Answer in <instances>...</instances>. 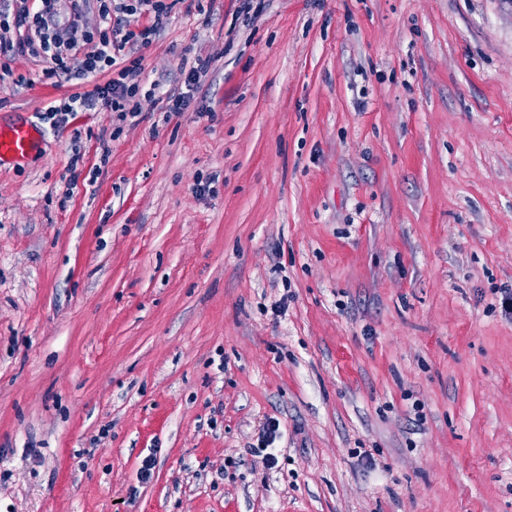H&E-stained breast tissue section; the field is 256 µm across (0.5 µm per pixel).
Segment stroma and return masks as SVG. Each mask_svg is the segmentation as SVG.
<instances>
[{
    "label": "stroma",
    "instance_id": "stroma-1",
    "mask_svg": "<svg viewBox=\"0 0 512 512\" xmlns=\"http://www.w3.org/2000/svg\"><path fill=\"white\" fill-rule=\"evenodd\" d=\"M137 55L212 65L56 128L0 31V512H512V0H177ZM35 130L24 124L0 126V162L27 157L37 148ZM278 434L279 422L274 418L269 419L266 426L263 427L262 434L259 436L261 447L254 449L255 453L262 456L263 463L268 469L276 468L278 464L277 455L273 452H267L268 447L276 441Z\"/></svg>",
    "mask_w": 512,
    "mask_h": 512
}]
</instances>
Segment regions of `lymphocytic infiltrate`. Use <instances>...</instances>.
<instances>
[{
	"mask_svg": "<svg viewBox=\"0 0 512 512\" xmlns=\"http://www.w3.org/2000/svg\"><path fill=\"white\" fill-rule=\"evenodd\" d=\"M99 10L103 30L84 34L83 45L79 48L50 28L54 0H32L31 6L22 7L14 15L0 10L1 29H26L27 47L33 55L45 61L46 76L75 75L93 81L89 89L49 102L45 107L47 119L56 120L72 112L96 108L119 113L123 118L141 111L135 96L142 64L135 59L122 66L118 59L126 48H142L150 44L152 35L167 19L170 6L165 0H100ZM136 12L153 17L151 26L138 33L127 30L123 24L124 15ZM99 74L106 75V82H96L95 77Z\"/></svg>",
	"mask_w": 512,
	"mask_h": 512,
	"instance_id": "lymphocytic-infiltrate-1",
	"label": "lymphocytic infiltrate"
}]
</instances>
